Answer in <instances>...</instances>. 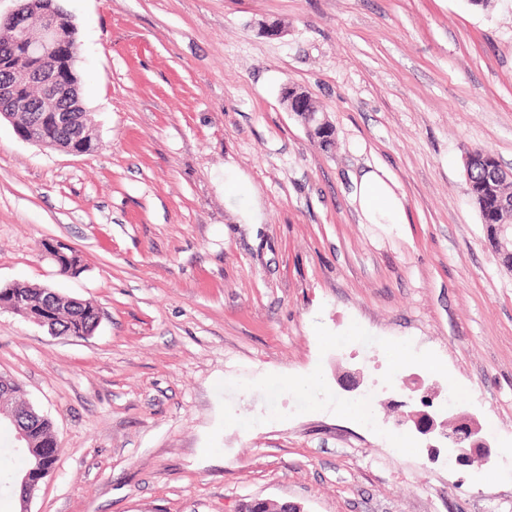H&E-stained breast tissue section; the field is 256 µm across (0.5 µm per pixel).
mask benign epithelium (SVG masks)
<instances>
[{"mask_svg":"<svg viewBox=\"0 0 512 512\" xmlns=\"http://www.w3.org/2000/svg\"><path fill=\"white\" fill-rule=\"evenodd\" d=\"M31 11L30 0H16V6L7 14H0V23L21 32L25 48L33 58L42 60L40 69H16L10 76L0 83V100L6 106L0 107V119L13 121L14 112H39L41 116L28 128L21 140L42 147H54L56 143L41 134L46 123L64 127L70 130L74 140L84 137V128L74 113L83 109L77 86L60 77V67L56 53L61 22H66L71 38H76V31L69 17L54 4V0H44L39 12V22L32 26L28 23ZM40 87L38 101L33 103L24 93L25 87L30 83ZM9 422L15 431L17 447L24 448L28 442L29 430L20 422V415L0 408V424ZM441 428L440 434L449 443L466 445L484 459L492 455V446L482 434L480 426L469 417H462L452 430H447V423H436L433 418L419 427V430L428 433ZM55 467L47 466L44 462L34 461L31 467L19 480L17 493L19 497L30 499L39 486L50 476Z\"/></svg>","mask_w":512,"mask_h":512,"instance_id":"7a95c632","label":"benign epithelium"}]
</instances>
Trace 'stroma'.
<instances>
[{
    "label": "stroma",
    "instance_id": "35a3bbf8",
    "mask_svg": "<svg viewBox=\"0 0 512 512\" xmlns=\"http://www.w3.org/2000/svg\"><path fill=\"white\" fill-rule=\"evenodd\" d=\"M58 2L99 147L0 121V287L101 319L54 336L0 309V374L60 445L29 506L1 488L0 512H512V228L482 223L464 175L476 148L512 171V0ZM370 167L407 223L363 218L351 178ZM47 242L84 271L60 275ZM373 384L381 428L456 391L445 419L474 417L491 458L449 462L411 422L406 448L381 439L345 404Z\"/></svg>",
    "mask_w": 512,
    "mask_h": 512
}]
</instances>
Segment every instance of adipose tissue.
<instances>
[{"instance_id": "adipose-tissue-1", "label": "adipose tissue", "mask_w": 512, "mask_h": 512, "mask_svg": "<svg viewBox=\"0 0 512 512\" xmlns=\"http://www.w3.org/2000/svg\"><path fill=\"white\" fill-rule=\"evenodd\" d=\"M353 198L370 224H403L407 218L402 199L379 169L363 171L353 180Z\"/></svg>"}]
</instances>
